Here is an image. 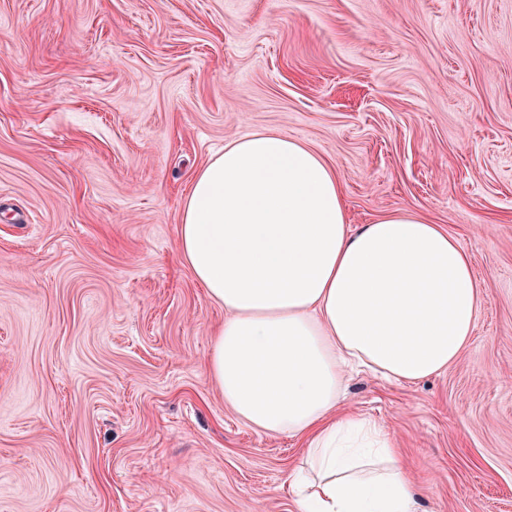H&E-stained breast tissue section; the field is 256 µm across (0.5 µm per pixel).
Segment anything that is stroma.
Instances as JSON below:
<instances>
[{"label": "stroma", "mask_w": 512, "mask_h": 512, "mask_svg": "<svg viewBox=\"0 0 512 512\" xmlns=\"http://www.w3.org/2000/svg\"><path fill=\"white\" fill-rule=\"evenodd\" d=\"M267 129L351 229L408 212L468 254L459 360L344 407L418 512H512V0H0V512H298L305 444L225 406L177 252L194 174Z\"/></svg>", "instance_id": "35a3bbf8"}]
</instances>
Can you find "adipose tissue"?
<instances>
[{
    "label": "adipose tissue",
    "instance_id": "obj_1",
    "mask_svg": "<svg viewBox=\"0 0 512 512\" xmlns=\"http://www.w3.org/2000/svg\"><path fill=\"white\" fill-rule=\"evenodd\" d=\"M177 251L226 312L208 363L225 405L308 440L284 485L299 512H416L391 434L338 408L352 366L413 383L467 348L484 288L457 239L397 212L350 230L334 168L266 130L196 172Z\"/></svg>",
    "mask_w": 512,
    "mask_h": 512
}]
</instances>
